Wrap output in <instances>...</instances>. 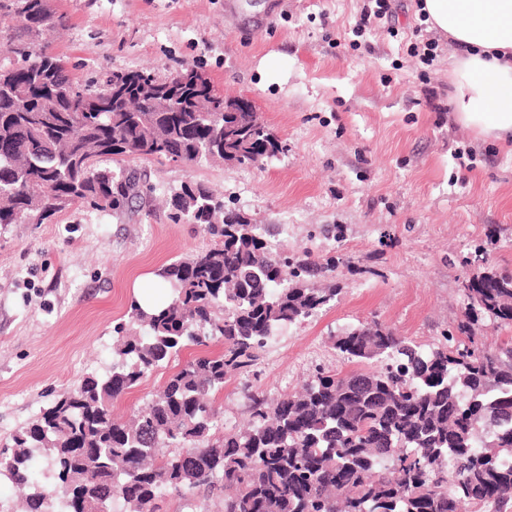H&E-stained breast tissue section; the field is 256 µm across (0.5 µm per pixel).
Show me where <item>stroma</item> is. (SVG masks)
I'll list each match as a JSON object with an SVG mask.
<instances>
[{
	"label": "stroma",
	"mask_w": 512,
	"mask_h": 512,
	"mask_svg": "<svg viewBox=\"0 0 512 512\" xmlns=\"http://www.w3.org/2000/svg\"><path fill=\"white\" fill-rule=\"evenodd\" d=\"M401 2L395 22L356 37L363 0H50L66 24L34 45L77 78L199 71L217 94L248 100L285 151L243 165L138 160L153 191L133 217L84 203L49 224L0 227V441L86 374L108 372L137 284L158 286L160 266L208 245L165 206L185 181L246 212L278 250L342 259L335 302L280 332L253 372L227 378L216 397L222 430L248 423L245 387L277 396L316 365L344 368L331 333L376 318L428 344L464 320L461 282L482 267L476 246L512 270V152L455 121L456 47L423 27L419 0ZM414 35L438 44L429 70L407 52ZM272 53L288 69L261 79ZM223 350L218 340L184 349L114 414L143 406L179 365Z\"/></svg>",
	"instance_id": "1"
}]
</instances>
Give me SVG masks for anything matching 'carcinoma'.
<instances>
[{
	"label": "carcinoma",
	"instance_id": "cac0c4a2",
	"mask_svg": "<svg viewBox=\"0 0 512 512\" xmlns=\"http://www.w3.org/2000/svg\"><path fill=\"white\" fill-rule=\"evenodd\" d=\"M38 37L65 25L48 0L4 5ZM0 66V227L44 224L81 203L119 215L152 187L106 163H256L282 150L254 112L224 108L209 81L114 72L81 84L63 61L20 42ZM168 84L167 112L145 90ZM236 129L235 153L224 129ZM170 218L199 225L215 245L157 270L171 302L130 306L146 335L118 337L112 369L89 374L0 445V477L27 490L20 512H51L35 484L33 451L48 461L64 512H157L166 495L203 490L222 512H512V343L484 346L478 321L512 328V271L462 282L468 320L429 345L373 320L331 337L349 370L316 367L274 397L246 390L250 424L217 437L214 395L257 363L268 344L336 300L310 282L340 259L274 252L258 225L200 182L181 184ZM224 351L173 372L131 417L112 402L148 372L210 339Z\"/></svg>",
	"mask_w": 512,
	"mask_h": 512
}]
</instances>
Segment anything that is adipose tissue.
Here are the masks:
<instances>
[{
  "label": "adipose tissue",
  "instance_id": "1",
  "mask_svg": "<svg viewBox=\"0 0 512 512\" xmlns=\"http://www.w3.org/2000/svg\"><path fill=\"white\" fill-rule=\"evenodd\" d=\"M431 30L458 50L451 104L477 137L512 146V0H424Z\"/></svg>",
  "mask_w": 512,
  "mask_h": 512
}]
</instances>
